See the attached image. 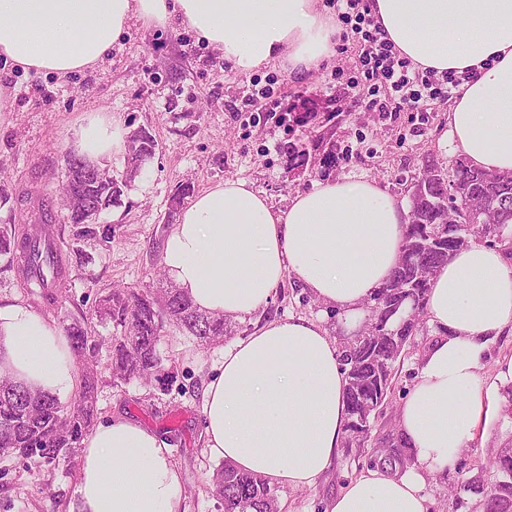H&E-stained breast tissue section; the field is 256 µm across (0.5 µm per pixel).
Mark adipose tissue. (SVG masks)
Returning a JSON list of instances; mask_svg holds the SVG:
<instances>
[{"label":"adipose tissue","instance_id":"1","mask_svg":"<svg viewBox=\"0 0 512 512\" xmlns=\"http://www.w3.org/2000/svg\"><path fill=\"white\" fill-rule=\"evenodd\" d=\"M371 17L416 66L466 79L448 112L454 148L473 166L512 172V0H369ZM193 31L237 75L287 64L304 75L327 60L340 27L323 0H0V65L64 78L102 64L132 24ZM119 114L91 113L76 132L90 162L125 146ZM409 212L370 179L319 181L287 208L242 180L199 194L163 246L168 276L200 310L239 319L285 278L345 314L391 276ZM426 311L440 336L424 354L399 427L414 458L400 475L367 470L327 512H428L421 486L471 441L493 386L480 374L490 339L512 326V257L472 244L431 282ZM0 361L33 389L64 395L74 357L60 328L15 302L0 306ZM213 457L269 484L312 486L345 437V379L327 331L277 320L234 341L204 392ZM165 441L108 421L82 441L77 512H181Z\"/></svg>","mask_w":512,"mask_h":512}]
</instances>
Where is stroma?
<instances>
[{
  "label": "stroma",
  "instance_id": "35a3bbf8",
  "mask_svg": "<svg viewBox=\"0 0 512 512\" xmlns=\"http://www.w3.org/2000/svg\"><path fill=\"white\" fill-rule=\"evenodd\" d=\"M338 45L339 52L301 78L280 66L238 76L187 28L146 30L135 24L93 70L63 80L0 71V83L15 96L13 111L0 113V182L11 195L0 208V221L12 216L30 222L42 198L56 215H64L61 172L77 126L90 113H119L128 129L148 128L159 144L135 172L125 154L102 159L103 168L127 179L120 199L98 218V230L111 235L112 247L105 251L93 241L79 243L85 260L71 270L54 323L90 315L109 288H158L155 271L169 231L168 199L178 185L191 184L200 193L227 180H245L280 209L296 192L327 178L373 179L407 200L426 161L452 166L457 155L445 138L449 100L433 101L424 116L403 112L390 120L371 108L352 107L359 95L352 87L358 48L349 39ZM263 88L270 90L278 115L256 116L247 107L251 94ZM302 108L334 113L322 145L313 143L314 128L279 121V114ZM293 143L309 145L305 160L290 157ZM367 316L364 309L342 315L288 277L264 307L229 320L228 338L293 317L318 322L342 340L362 330ZM436 337L430 322H423L416 348L401 357L389 405L374 427L393 424L414 383L422 348ZM158 352L162 367L148 384L136 379L113 384L109 357L101 355L97 420H130L156 433L168 444L180 476L182 512H223L211 490L219 461L206 448L203 395L224 360V347L201 346L168 325ZM509 357L512 327L489 341L482 360L481 375L497 388L487 416L454 463L425 480L428 512H481V494L498 477L495 458L512 439V398L506 393L512 380L499 375L500 361ZM366 469L364 459L339 450L314 485L274 487L278 510L326 512L329 501ZM78 478L75 463L31 468L0 455V512H71Z\"/></svg>",
  "mask_w": 512,
  "mask_h": 512
}]
</instances>
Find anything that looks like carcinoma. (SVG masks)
<instances>
[{"label": "carcinoma", "mask_w": 512, "mask_h": 512, "mask_svg": "<svg viewBox=\"0 0 512 512\" xmlns=\"http://www.w3.org/2000/svg\"><path fill=\"white\" fill-rule=\"evenodd\" d=\"M280 120L291 127H314L319 114L290 112ZM156 147L157 141L145 128L139 127L127 137L126 150L136 166L151 158ZM94 166L75 153L67 157L63 178L81 204L67 209L66 219L57 228L51 227L53 219L47 213L41 214L38 227L51 230L47 240H40L29 224H0V273H15L30 303L46 314L55 311L68 285V263L60 247L66 227H72V236L79 241L96 239L98 216L116 202L126 185L117 178L97 176ZM192 192L189 185L176 189L168 200V218L174 217ZM474 193L498 204L497 223L459 221L462 203ZM511 226L512 173L491 175L459 161L449 174L433 161L426 163L422 177L411 186L403 257L390 281L375 294L365 330L339 350V365L347 381L345 447L363 448L375 440L377 449L366 454L368 465L401 473L412 463L398 428L372 436L369 423L384 413L395 364L426 314L431 278L468 238L495 247L512 241ZM94 314L99 323L112 324L116 334L103 337L77 319L66 326L65 337L81 364L75 401L63 403L50 393L17 382L7 369L0 370L1 454L39 467L53 463L62 452L78 454L81 441L97 419L94 367L103 345H108L112 354L113 382L132 378L148 382L160 364L156 345L165 324L203 346L225 334L224 316L197 309L189 296L172 284L157 296L135 288H111L99 297ZM497 466L501 477L484 495L482 512H512L511 444L501 449ZM214 488L224 512H278L275 495L263 476L243 472L227 462L217 470Z\"/></svg>", "instance_id": "cac0c4a2"}]
</instances>
